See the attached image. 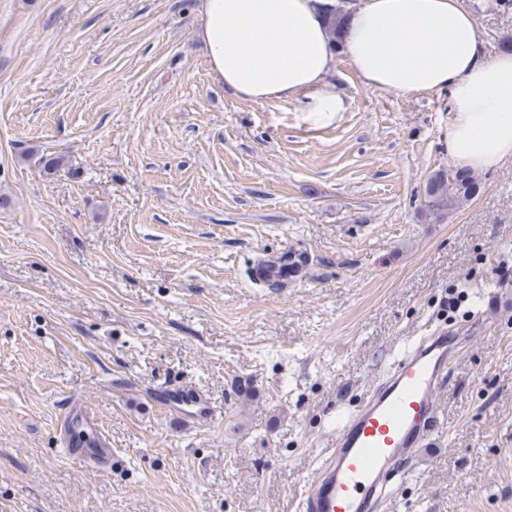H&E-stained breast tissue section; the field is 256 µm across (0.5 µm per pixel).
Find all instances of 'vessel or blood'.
<instances>
[{"label":"vessel or blood","instance_id":"1","mask_svg":"<svg viewBox=\"0 0 512 512\" xmlns=\"http://www.w3.org/2000/svg\"><path fill=\"white\" fill-rule=\"evenodd\" d=\"M458 357L454 330L442 328L417 337L343 419L304 488L300 512H386L395 480L410 477V461L436 429L437 396L450 384ZM75 422L88 435L102 430L94 411L75 407L61 426L66 455L106 468L112 458L109 444L84 447L71 430Z\"/></svg>","mask_w":512,"mask_h":512}]
</instances>
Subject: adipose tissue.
Here are the masks:
<instances>
[{
  "label": "adipose tissue",
  "mask_w": 512,
  "mask_h": 512,
  "mask_svg": "<svg viewBox=\"0 0 512 512\" xmlns=\"http://www.w3.org/2000/svg\"><path fill=\"white\" fill-rule=\"evenodd\" d=\"M200 0L194 38L209 73L241 100L293 101L318 128L348 108L332 78L346 55L366 85L448 94V159L482 172L512 159V53H489L464 0Z\"/></svg>",
  "instance_id": "1"
}]
</instances>
